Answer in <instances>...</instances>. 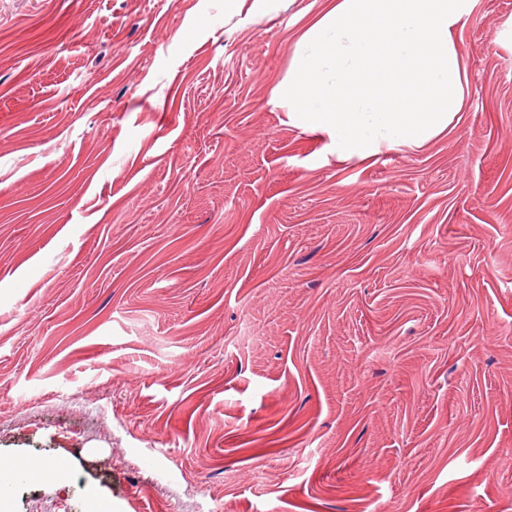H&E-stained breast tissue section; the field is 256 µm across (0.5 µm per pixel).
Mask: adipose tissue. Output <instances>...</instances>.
<instances>
[{"label": "adipose tissue", "mask_w": 512, "mask_h": 512, "mask_svg": "<svg viewBox=\"0 0 512 512\" xmlns=\"http://www.w3.org/2000/svg\"><path fill=\"white\" fill-rule=\"evenodd\" d=\"M478 0H332L298 40L276 98L338 158L418 149L463 111L468 74L456 35Z\"/></svg>", "instance_id": "1"}]
</instances>
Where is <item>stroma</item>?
Returning a JSON list of instances; mask_svg holds the SVG:
<instances>
[{
  "label": "stroma",
  "instance_id": "stroma-1",
  "mask_svg": "<svg viewBox=\"0 0 512 512\" xmlns=\"http://www.w3.org/2000/svg\"><path fill=\"white\" fill-rule=\"evenodd\" d=\"M328 0H0L12 512H512V0L422 149L275 97ZM28 461V466L23 472L11 471L8 474H5L2 466L13 464L16 460H4L1 458L0 461V506L1 501H4V504L7 501V492L10 487L17 481L19 478H38L42 481L55 482L61 478L63 473V459L56 460H41L35 458H25ZM17 469H22L24 466L21 462H16L13 464Z\"/></svg>",
  "mask_w": 512,
  "mask_h": 512
}]
</instances>
